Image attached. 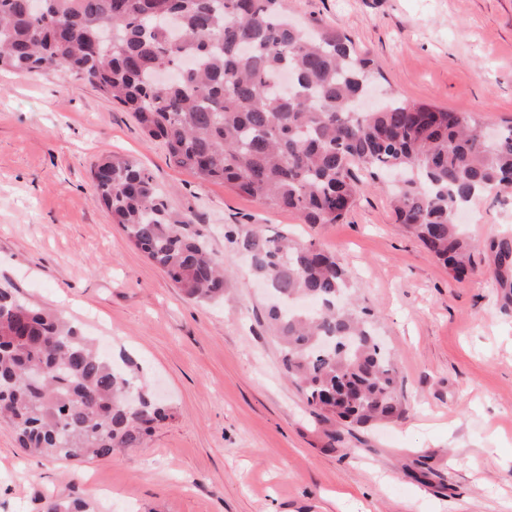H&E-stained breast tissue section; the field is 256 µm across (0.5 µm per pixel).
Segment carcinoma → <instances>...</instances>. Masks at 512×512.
<instances>
[{
  "instance_id": "carcinoma-1",
  "label": "carcinoma",
  "mask_w": 512,
  "mask_h": 512,
  "mask_svg": "<svg viewBox=\"0 0 512 512\" xmlns=\"http://www.w3.org/2000/svg\"><path fill=\"white\" fill-rule=\"evenodd\" d=\"M0 68L87 81L133 113L173 165L220 181L308 224L341 222L365 176L388 186L394 212L457 277L473 242L459 211L512 191V124L494 138L469 113L361 97L381 75L366 50L320 19L300 26L288 0H0ZM288 74V86L278 79ZM92 181L112 223L189 298H224L226 272L153 176L107 158ZM284 305L267 318L288 379L322 424L401 417L398 373L378 350L350 275L314 242L258 231L236 240ZM494 279L512 305V235L493 239ZM128 355L114 362L58 313L0 283V421L25 451L89 462L142 444L173 417ZM45 512H91L80 497Z\"/></svg>"
}]
</instances>
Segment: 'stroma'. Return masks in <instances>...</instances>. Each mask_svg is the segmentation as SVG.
I'll list each match as a JSON object with an SVG mask.
<instances>
[{"instance_id":"1","label":"stroma","mask_w":512,"mask_h":512,"mask_svg":"<svg viewBox=\"0 0 512 512\" xmlns=\"http://www.w3.org/2000/svg\"><path fill=\"white\" fill-rule=\"evenodd\" d=\"M368 50L381 91L512 123V0H289ZM108 157L150 172L230 278L186 298L98 202ZM484 243L512 234V195L466 209ZM315 242L350 272L400 377L404 416L330 442L288 382L266 298L236 238ZM453 278L363 187L345 219L307 224L168 161L135 118L89 83L0 69V280L58 310L110 356L126 352L170 405L139 448L88 463L32 457L0 425V512L81 496L96 512H512V308L492 259Z\"/></svg>"}]
</instances>
